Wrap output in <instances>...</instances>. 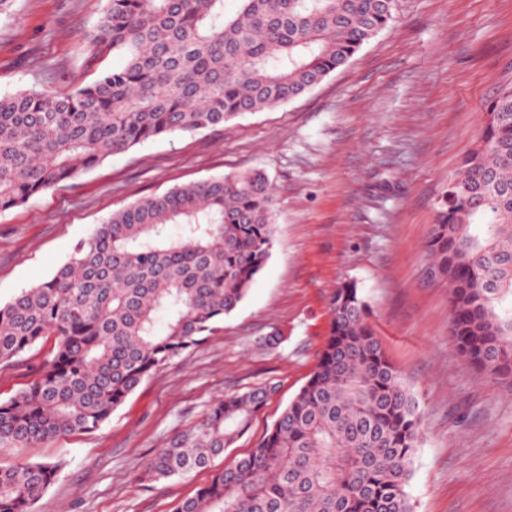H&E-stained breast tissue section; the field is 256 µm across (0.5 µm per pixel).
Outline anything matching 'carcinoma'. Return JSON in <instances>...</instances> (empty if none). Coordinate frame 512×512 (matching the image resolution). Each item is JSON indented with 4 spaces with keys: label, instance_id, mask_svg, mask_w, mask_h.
<instances>
[{
    "label": "carcinoma",
    "instance_id": "1",
    "mask_svg": "<svg viewBox=\"0 0 512 512\" xmlns=\"http://www.w3.org/2000/svg\"><path fill=\"white\" fill-rule=\"evenodd\" d=\"M396 0H105L92 52L117 53L70 93L0 94V212L151 139L224 125L312 90L395 18ZM437 208L428 266L450 333L482 375L512 385V84ZM181 232L169 235L168 227ZM276 233L268 176L191 182L124 206L49 279L0 305V367L46 337L51 357L0 403V447L91 434L141 383L203 344L247 296ZM318 362L270 432L173 512H411L419 404L355 282L330 299ZM272 383L214 400L139 479L211 467ZM60 466L0 465V512H33Z\"/></svg>",
    "mask_w": 512,
    "mask_h": 512
}]
</instances>
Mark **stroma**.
<instances>
[{
  "label": "stroma",
  "mask_w": 512,
  "mask_h": 512,
  "mask_svg": "<svg viewBox=\"0 0 512 512\" xmlns=\"http://www.w3.org/2000/svg\"><path fill=\"white\" fill-rule=\"evenodd\" d=\"M103 0H16L0 19V93L68 92L122 65L88 61ZM512 80V0H397L392 26L320 85L218 130L112 156L0 213V304L51 277L97 224L140 198L259 168L273 188L272 255L222 329L148 378L91 434L0 448V465L57 462L34 512H170L246 455L308 381L329 300L357 282L388 357L420 402L412 512H512V387L481 377L450 336L448 290L423 281L437 202ZM283 334L275 349L261 339ZM47 336L0 369V403L52 352ZM276 383L247 433L210 469L141 481L144 462L216 397Z\"/></svg>",
  "instance_id": "obj_1"
}]
</instances>
